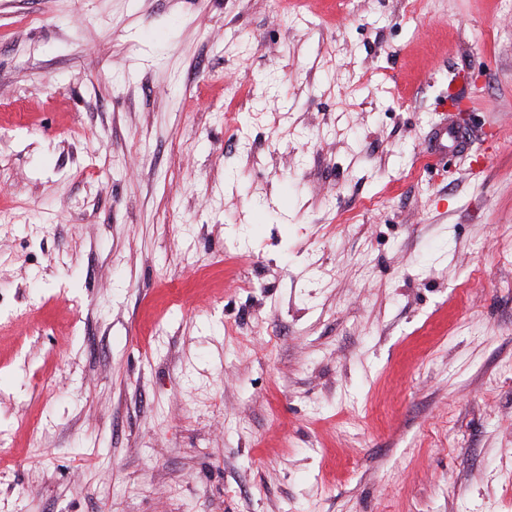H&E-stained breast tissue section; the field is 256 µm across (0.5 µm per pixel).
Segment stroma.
Instances as JSON below:
<instances>
[{
	"mask_svg": "<svg viewBox=\"0 0 512 512\" xmlns=\"http://www.w3.org/2000/svg\"><path fill=\"white\" fill-rule=\"evenodd\" d=\"M0 512H512V8L0 0Z\"/></svg>",
	"mask_w": 512,
	"mask_h": 512,
	"instance_id": "1",
	"label": "stroma"
}]
</instances>
